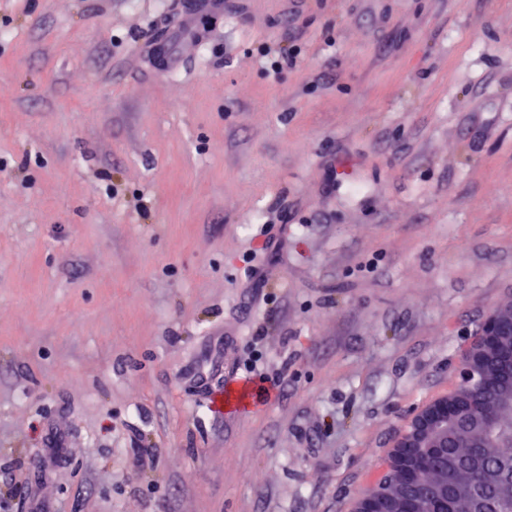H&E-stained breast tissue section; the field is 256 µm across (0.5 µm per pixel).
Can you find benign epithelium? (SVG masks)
Returning a JSON list of instances; mask_svg holds the SVG:
<instances>
[{"instance_id":"1","label":"benign epithelium","mask_w":512,"mask_h":512,"mask_svg":"<svg viewBox=\"0 0 512 512\" xmlns=\"http://www.w3.org/2000/svg\"><path fill=\"white\" fill-rule=\"evenodd\" d=\"M459 375L466 395L436 399L411 416L396 436L384 475L360 495L353 512H422L424 502L448 496L443 486L428 483L424 473L431 459L446 454L448 439L471 426L476 396L512 386V305L488 314L461 359ZM397 481L412 489L402 501L389 491Z\"/></svg>"}]
</instances>
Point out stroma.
I'll return each instance as SVG.
<instances>
[{
  "label": "stroma",
  "instance_id": "1",
  "mask_svg": "<svg viewBox=\"0 0 512 512\" xmlns=\"http://www.w3.org/2000/svg\"><path fill=\"white\" fill-rule=\"evenodd\" d=\"M287 6L0 0V512H352L512 304V0ZM253 362L246 366L247 376L245 379L254 385L255 396L259 400L267 401L272 395H280L283 389V380L257 372Z\"/></svg>",
  "mask_w": 512,
  "mask_h": 512
}]
</instances>
